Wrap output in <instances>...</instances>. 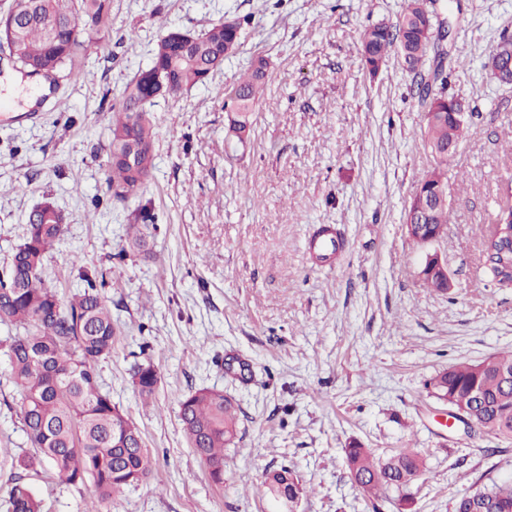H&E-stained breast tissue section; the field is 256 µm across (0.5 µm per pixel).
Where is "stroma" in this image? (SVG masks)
I'll use <instances>...</instances> for the list:
<instances>
[{
  "mask_svg": "<svg viewBox=\"0 0 512 512\" xmlns=\"http://www.w3.org/2000/svg\"><path fill=\"white\" fill-rule=\"evenodd\" d=\"M404 0H112V21L81 57L79 78H28L0 49V274L22 243L30 211L53 201L67 233L45 264L63 296L97 287L116 328L98 381L140 428L151 473L125 488L114 512H282L263 481L292 470L308 493L296 512H398L351 478L343 450L420 449L424 482L414 512H454L462 495L512 483V439L448 427L429 380L448 366L512 352V288L478 270L480 227L512 204V84L493 78L492 49L512 36V0H431L448 34L436 52L446 91L468 112L465 141L448 161L454 187L446 241L421 245L406 232L417 179L431 159L415 81L397 56L371 75L359 51L364 29L396 23ZM244 19L237 53L204 86L159 97L155 168L123 202L105 191L112 107L147 67L170 27L201 31ZM268 85L245 140L228 130L220 89L257 59ZM34 119H14L30 88ZM148 207L149 249L122 255L130 224ZM334 227L348 250L315 264L312 230ZM446 257L452 286L428 288L426 256ZM0 448L30 450L2 346ZM153 363L151 399L132 384ZM216 388L239 408L238 435L215 485L182 429L180 401ZM27 481L45 512H83L92 484L60 483L46 467Z\"/></svg>",
  "mask_w": 512,
  "mask_h": 512,
  "instance_id": "1",
  "label": "stroma"
}]
</instances>
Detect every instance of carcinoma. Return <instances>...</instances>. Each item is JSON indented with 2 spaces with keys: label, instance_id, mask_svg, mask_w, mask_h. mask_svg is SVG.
<instances>
[{
  "label": "carcinoma",
  "instance_id": "cac0c4a2",
  "mask_svg": "<svg viewBox=\"0 0 512 512\" xmlns=\"http://www.w3.org/2000/svg\"><path fill=\"white\" fill-rule=\"evenodd\" d=\"M112 0H14L10 13L0 16V47H7L23 70L55 74L84 55L87 37L102 31ZM83 23L82 39L69 26L72 14ZM243 34V22L211 24L194 33L170 29L157 40L150 66L125 85L119 111L112 115L107 156L106 193L124 202L137 194L155 167L156 131L146 105L160 96H177L207 84L232 57ZM431 15L419 0H405L395 25L366 28L359 50L375 74L395 50L409 71L420 76L415 95L424 107V149L432 158L417 187L444 193L424 235L443 240L450 223L452 187L448 183V147L459 148L467 122L456 120L462 99L433 90L444 79L442 64L433 81L422 76L433 47ZM512 37L505 36L490 57L491 74L512 83ZM267 63L259 59L251 74L224 96L228 129L238 139L252 127L256 95L267 78ZM512 206L498 210L481 238L483 276L501 287H512ZM63 211L52 201L39 204L35 221H27L23 242L12 254L6 275L0 277V322L19 333L8 349L11 380L21 404L20 415L34 454L11 457L17 478L11 482L6 512H44L42 501L24 481L23 473L48 467L68 485L91 483L100 503L114 504L123 490L146 478L152 456L141 431L97 380V365L112 353L115 335L112 313L89 275L87 288L63 299L44 277L47 254L65 236ZM139 394L149 399L158 383L153 364H139L132 373ZM431 395L469 413L480 433L512 438V352L493 354L479 362H460L438 372L429 383ZM184 432L194 453L207 466L211 480L224 483V448L237 435V408L224 392L200 388L180 404ZM346 466L355 483L380 497L393 492L402 509L414 503L413 489L426 472L422 454L414 448L378 456L370 448L344 449ZM265 485L272 498L293 512L303 487L285 467L269 470ZM454 512H512V487L494 484L459 498Z\"/></svg>",
  "mask_w": 512,
  "mask_h": 512
}]
</instances>
